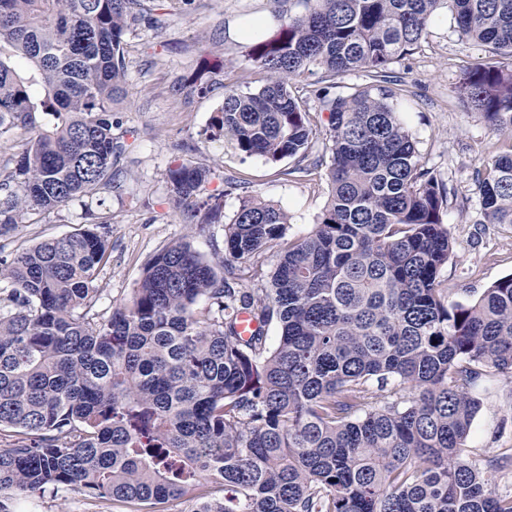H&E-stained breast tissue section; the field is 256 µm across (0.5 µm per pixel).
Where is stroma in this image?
<instances>
[{"instance_id":"35a3bbf8","label":"stroma","mask_w":512,"mask_h":512,"mask_svg":"<svg viewBox=\"0 0 512 512\" xmlns=\"http://www.w3.org/2000/svg\"><path fill=\"white\" fill-rule=\"evenodd\" d=\"M301 10L298 0H194L187 10L163 15L161 24L142 23L128 38L129 96L113 114L120 130L126 131L129 145L116 162L123 172L121 181L95 196L43 213L37 223L0 237V256L78 232L92 223L110 224L111 258L98 280L105 310L129 297L147 260L170 243L188 242L196 253L215 260L224 249L223 225L189 229L169 203L165 172L187 161L209 170L204 192L219 198L225 218H232L241 196L249 194L291 215L290 236L310 232L330 192L323 167L328 158V121L316 99L307 101L314 128L308 159L316 164L308 176L283 179L279 170L291 167V159L276 164L259 156L246 157L224 138L211 135L225 87L254 90L265 81L248 57L255 38L243 35V28L260 21L258 36L265 38ZM454 25L452 15L440 10L417 52L405 60L411 81L401 110L424 161L460 197L444 217L454 249L442 276L450 299L466 304L496 280L512 274V225L482 223L479 195L471 179L488 152L512 147L499 141L476 114L466 111L456 94V73L483 48L459 40L452 32ZM204 58L221 70L212 76L205 93L187 92L185 85ZM479 392L480 410L462 453L488 460L512 448V378H486ZM12 512L124 509L73 491H48L16 498Z\"/></svg>"}]
</instances>
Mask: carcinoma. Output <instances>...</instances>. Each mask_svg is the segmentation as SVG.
I'll list each match as a JSON object with an SVG mask.
<instances>
[{
    "label": "carcinoma",
    "instance_id": "1",
    "mask_svg": "<svg viewBox=\"0 0 512 512\" xmlns=\"http://www.w3.org/2000/svg\"><path fill=\"white\" fill-rule=\"evenodd\" d=\"M302 2L250 50L264 85L225 88L212 128L248 157L294 159L281 174L303 177L312 115L290 87L318 76L331 192L308 235L288 238V212L243 196L217 261L171 243L109 311L106 223L0 259V429L19 435L0 448V512L48 490L129 512H512V492L491 487L512 448L461 455L479 382L512 377V276L448 302L444 216L458 195L401 121L392 72L449 10L485 51L461 70L459 98L512 139V0ZM151 11L0 0V141L29 134L0 165V237L120 177L112 112L127 94V38ZM353 71L371 82L337 85ZM472 178L483 223L512 225V152ZM207 179L192 163L165 173L181 222L200 230L222 219L200 200ZM242 312L258 323L247 339Z\"/></svg>",
    "mask_w": 512,
    "mask_h": 512
}]
</instances>
